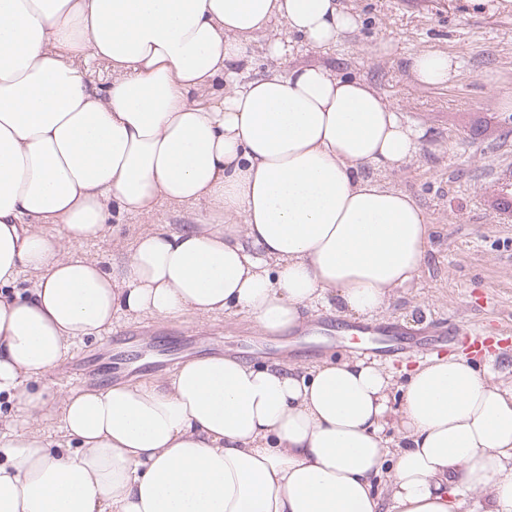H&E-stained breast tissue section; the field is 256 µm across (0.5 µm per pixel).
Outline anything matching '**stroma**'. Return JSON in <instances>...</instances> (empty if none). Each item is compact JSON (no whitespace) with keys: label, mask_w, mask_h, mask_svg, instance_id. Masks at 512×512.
I'll return each mask as SVG.
<instances>
[{"label":"stroma","mask_w":512,"mask_h":512,"mask_svg":"<svg viewBox=\"0 0 512 512\" xmlns=\"http://www.w3.org/2000/svg\"><path fill=\"white\" fill-rule=\"evenodd\" d=\"M343 2L359 12L361 25L336 46L317 52L298 44L277 62L267 57L259 39L251 45L246 71L254 76L275 66L284 73L321 63L362 76L395 104L405 122L422 129L418 154L382 178L412 195L431 216L427 263L410 287L396 289L378 321L422 340L429 339V327L437 320L462 332L480 326L494 333L499 322L512 324V196L499 197L493 187L498 171L512 168V111L498 106L502 94H512V13L489 8L466 13L461 0ZM382 39L394 41L392 55L375 53ZM429 49L458 56L452 84L413 83L409 58ZM205 216L195 206L162 203L152 218L122 216L116 233L72 248L108 268L121 263L140 233L161 224L174 229ZM337 306L333 298L308 313V323L333 329V336L322 341L303 328L263 334L243 313L204 319L122 316L102 337L72 345L47 379L67 392L166 377L186 359L216 353L308 368L324 359L361 357L353 340L337 334L356 323L339 315Z\"/></svg>","instance_id":"1"}]
</instances>
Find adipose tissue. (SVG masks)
I'll return each mask as SVG.
<instances>
[{
  "mask_svg": "<svg viewBox=\"0 0 512 512\" xmlns=\"http://www.w3.org/2000/svg\"><path fill=\"white\" fill-rule=\"evenodd\" d=\"M358 24L339 0H0V512H512V386L490 363L398 385L365 359L210 355L92 391L44 382L120 315L235 310L281 335L331 296L379 316L419 277L431 219L379 178L419 130L365 79L236 69L257 35L280 59ZM457 68L410 60L423 86ZM162 201L209 217L141 233L109 272L71 250Z\"/></svg>",
  "mask_w": 512,
  "mask_h": 512,
  "instance_id": "obj_1",
  "label": "adipose tissue"
}]
</instances>
